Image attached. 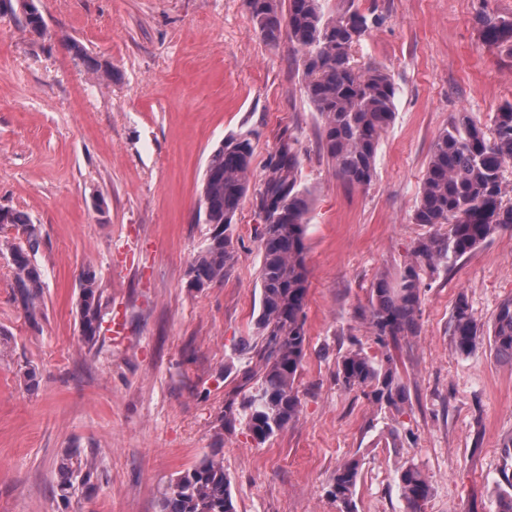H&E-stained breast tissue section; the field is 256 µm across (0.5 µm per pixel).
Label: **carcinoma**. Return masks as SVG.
I'll return each instance as SVG.
<instances>
[{
  "mask_svg": "<svg viewBox=\"0 0 512 512\" xmlns=\"http://www.w3.org/2000/svg\"><path fill=\"white\" fill-rule=\"evenodd\" d=\"M255 30L272 47L287 39L300 56L304 90L321 117L322 149L332 161L336 177L351 186H369L375 174L382 134L396 116L397 88L391 76L371 62L360 63L354 48L377 24L378 18L350 6L335 12L323 0H243ZM22 14L23 29L42 39L49 32L40 10L26 0H0V16ZM483 44L512 55V18L481 16ZM75 57L105 83L110 69L87 58L80 45L65 39ZM491 132L464 113L456 116L436 138L416 200L412 221L434 231L419 239L412 260L399 276H379L370 290L367 318L378 340L414 335L421 306V271L449 269L495 233L512 228V193L505 173L512 165V103L491 118ZM252 132L231 134L209 156L200 183L198 222L212 225L204 246L188 269L194 288L224 281L233 265V217L250 189ZM254 191L262 262L259 270L260 313L254 347L260 363L257 379L240 403L253 438L264 443L293 424L301 400L296 380L303 368L307 336L304 308L307 295L306 224L312 197L299 177L296 140L283 136L265 166ZM22 233L19 242L4 240L15 271V300L32 321L41 313L42 271L34 262L39 247L37 229L29 216L11 207L0 211V229ZM101 290L95 275L80 279L79 318L86 342L95 343L102 329ZM455 350L475 352L489 341L496 356L512 365V298L503 300L491 321V334L474 316L465 295L458 296L451 315ZM345 387L362 390L372 402L402 412L408 402L392 359L375 361L350 350L338 362ZM90 464L67 455L59 466L62 486L73 473ZM359 462L339 466L328 495L339 512H355L353 496ZM406 512H424L430 496L427 475L416 464L401 467L398 475ZM496 512H512V472L502 471L496 484ZM159 512H236L224 461L213 455L172 480L159 503Z\"/></svg>",
  "mask_w": 512,
  "mask_h": 512,
  "instance_id": "1",
  "label": "carcinoma"
}]
</instances>
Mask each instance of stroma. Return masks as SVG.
I'll list each match as a JSON object with an SVG mask.
<instances>
[{
	"instance_id": "obj_1",
	"label": "stroma",
	"mask_w": 512,
	"mask_h": 512,
	"mask_svg": "<svg viewBox=\"0 0 512 512\" xmlns=\"http://www.w3.org/2000/svg\"><path fill=\"white\" fill-rule=\"evenodd\" d=\"M378 22L354 56L397 87L372 183L336 177L321 118L288 42L257 35L243 0H40L51 39L32 43L0 18V204L39 231L41 315L14 300L0 250V512H158L169 482L217 454L237 512H338L327 489L360 463L355 512H405L397 470L418 464L424 512H495L493 488L512 437V365L489 345L456 353L458 295L490 324L512 298V231L451 269L422 271L413 336L379 342L365 310L378 277L396 276L429 228L411 221L432 145L460 112L490 127L512 103V55L484 46L480 14L512 17V0H353ZM112 68L101 85L64 45ZM254 131L259 184L282 135L298 139L313 192L306 229L308 340L298 420L257 443L244 418L223 423L258 368L259 218L245 198L233 219L236 259L223 283L190 287L210 227L195 221L210 153ZM102 291L104 329L81 332V273ZM350 350L391 358L404 412L343 385ZM89 480L59 485L70 451Z\"/></svg>"
}]
</instances>
